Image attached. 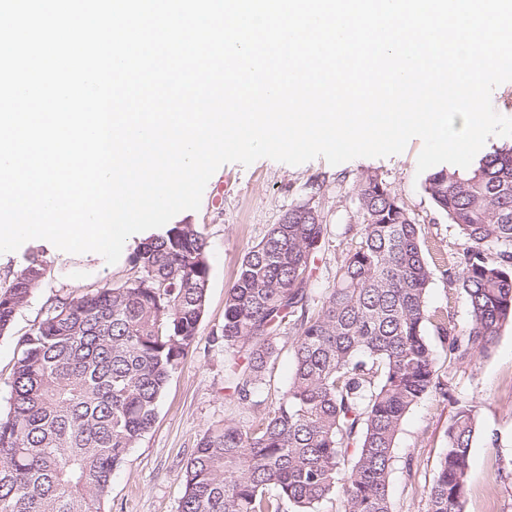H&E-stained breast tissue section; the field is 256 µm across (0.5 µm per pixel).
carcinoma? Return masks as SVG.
<instances>
[{
	"instance_id": "carcinoma-1",
	"label": "carcinoma",
	"mask_w": 512,
	"mask_h": 512,
	"mask_svg": "<svg viewBox=\"0 0 512 512\" xmlns=\"http://www.w3.org/2000/svg\"><path fill=\"white\" fill-rule=\"evenodd\" d=\"M424 191L459 236L445 274L467 299L468 325L430 309L421 227L372 174L357 184L356 244L311 307L323 216L307 202L293 206L244 254L217 337L228 388L258 405L288 334V389L249 425L205 430L180 474L179 512H318L333 495L342 512H394L402 423L425 396L448 395L427 327L450 359L470 365L512 323V146L468 170L429 173ZM130 266L122 286L56 300L19 341L0 417V512H103L112 472L152 427L170 376L196 345L209 280L197 225L170 224L143 240ZM45 272L33 259L0 288V336ZM453 404L427 512H465L480 422L476 405Z\"/></svg>"
}]
</instances>
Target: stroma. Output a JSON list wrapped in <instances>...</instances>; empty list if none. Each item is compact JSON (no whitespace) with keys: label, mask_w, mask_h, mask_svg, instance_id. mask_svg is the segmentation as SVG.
<instances>
[{"label":"stroma","mask_w":512,"mask_h":512,"mask_svg":"<svg viewBox=\"0 0 512 512\" xmlns=\"http://www.w3.org/2000/svg\"><path fill=\"white\" fill-rule=\"evenodd\" d=\"M421 148V140L415 138L402 153L383 158H357L335 166L321 157L298 166L262 158L247 167L224 164L212 175L211 184L223 187L222 205L212 206L205 198L199 210L186 214L208 243L209 281L198 342L168 380L152 428L114 470L104 512H178L180 471L204 430L227 419L251 421L261 407L272 406L287 390L293 366L288 341L280 343L279 356L258 395L262 405L256 408L240 405L232 397L224 350L211 339L224 325L225 293L236 279L243 255L291 206L307 201L324 215L325 244L309 285L318 300L334 281L337 260L356 241L357 181L368 173L378 175L406 203L435 261L430 308L448 310L458 326L468 324L467 299L449 288L444 275L459 237L433 206L424 191L423 176L416 173ZM135 247V242H127L124 258L115 264L100 255L63 252L41 239L0 255V287L12 281L30 256H39L46 267L42 284L17 312L9 332L0 336L1 417L9 411L10 381L22 336L44 318L55 299L123 284L130 275L129 257ZM437 368L449 394L428 395L401 426L390 474L394 512H426L422 491L433 482L448 445V423L457 399L477 402L481 427L470 453L466 510L512 512V327L504 326L490 354L475 364L456 365L441 352Z\"/></svg>","instance_id":"stroma-1"}]
</instances>
